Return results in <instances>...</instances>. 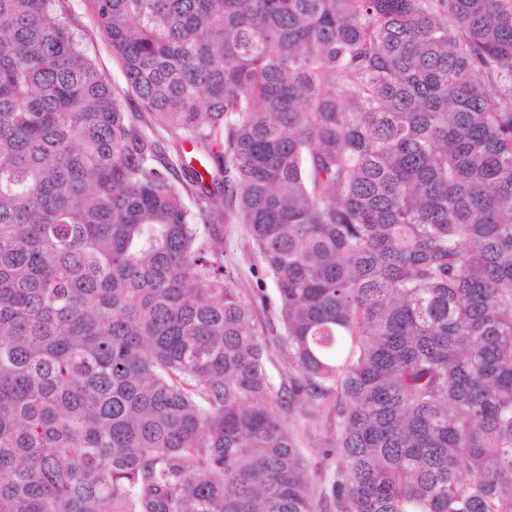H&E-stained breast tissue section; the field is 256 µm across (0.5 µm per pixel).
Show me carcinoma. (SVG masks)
I'll return each instance as SVG.
<instances>
[{
  "label": "carcinoma",
  "instance_id": "carcinoma-1",
  "mask_svg": "<svg viewBox=\"0 0 512 512\" xmlns=\"http://www.w3.org/2000/svg\"><path fill=\"white\" fill-rule=\"evenodd\" d=\"M87 2L122 93L0 0V512H512V0ZM121 108L123 112H127L130 117H134V122L137 123L139 127H141L144 132L149 135L151 138H154L160 142L162 147L167 153L171 154L170 150V139L171 135L164 130L162 127L155 125L149 115L145 112H141L139 109L138 102L130 97H124L123 95L120 97ZM136 119V120H135ZM224 223L221 233L224 234V270L230 273L247 300L253 301V324L257 333L266 336L270 344L273 360L271 367L274 379L279 385L283 380L288 384V364L276 346V336H282L284 329L278 318L277 297L271 278L262 277L263 290L267 295L266 303L259 301L257 290V268L261 266L257 249L249 237L244 224ZM283 423L293 430L305 456L310 477L322 487L325 477L331 474L340 463L336 454L324 456L322 451L328 448V443L336 433L333 422L334 414L328 411L311 413L309 410H300L298 407L288 411V408L275 409Z\"/></svg>",
  "mask_w": 512,
  "mask_h": 512
}]
</instances>
